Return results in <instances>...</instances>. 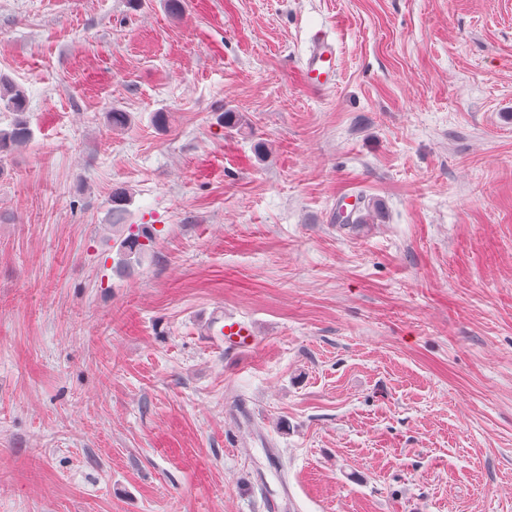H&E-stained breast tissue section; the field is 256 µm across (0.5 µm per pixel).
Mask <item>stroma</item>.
<instances>
[{
	"label": "stroma",
	"mask_w": 512,
	"mask_h": 512,
	"mask_svg": "<svg viewBox=\"0 0 512 512\" xmlns=\"http://www.w3.org/2000/svg\"><path fill=\"white\" fill-rule=\"evenodd\" d=\"M1 76L0 512H512V0H0ZM300 70L306 87L315 92L329 91L336 86V39L326 29H317L309 39L306 54L300 61ZM0 100L14 115L9 128L0 130V174H2L3 164L16 148L31 141L33 131L25 116V95L21 88L0 77ZM108 201L110 205L109 211L112 215V220H114L112 227H115L123 220L127 212V206L131 201V194L125 186L116 185L113 186ZM123 226L126 227L128 234L120 239L117 264L120 268L130 271L131 269L134 270L135 266L140 265L145 256L147 244L141 241L140 238L143 237L150 242L152 237L147 230L139 225L136 231L132 230V224ZM212 324L220 325L215 336H218V339L224 338V350L226 351L240 353L252 349L257 344L256 331L250 321L216 311L212 316Z\"/></svg>",
	"instance_id": "obj_1"
}]
</instances>
